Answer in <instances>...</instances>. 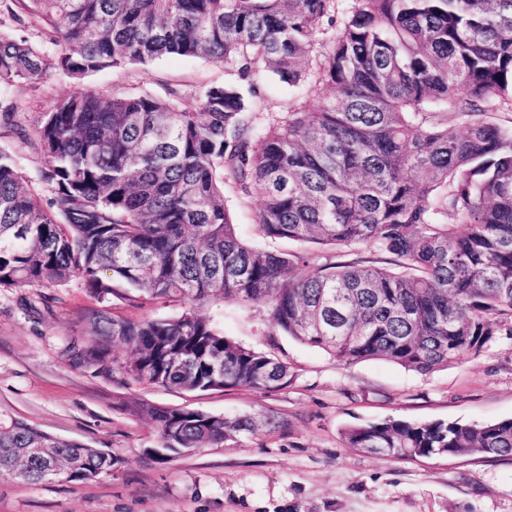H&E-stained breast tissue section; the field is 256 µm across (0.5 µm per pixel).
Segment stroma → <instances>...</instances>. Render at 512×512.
I'll return each instance as SVG.
<instances>
[{"instance_id": "35a3bbf8", "label": "stroma", "mask_w": 512, "mask_h": 512, "mask_svg": "<svg viewBox=\"0 0 512 512\" xmlns=\"http://www.w3.org/2000/svg\"><path fill=\"white\" fill-rule=\"evenodd\" d=\"M223 62L172 56L84 79L99 93L192 92L224 82ZM73 88L54 78L7 95L30 126ZM96 298L79 278L35 291L0 288V414L112 451L111 473L83 484L26 485L0 478V512H512V457L476 453L392 459L349 448L342 430L390 417L482 425L512 419V336L477 358L421 374L386 360L342 363L273 330L261 304L214 302L225 336L288 364L273 394L245 388L185 392L75 366L71 346L91 338ZM180 303L113 297L123 319L170 318ZM138 401L243 421L223 445L158 463L154 423L125 411Z\"/></svg>"}]
</instances>
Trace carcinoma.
Segmentation results:
<instances>
[{
    "label": "carcinoma",
    "instance_id": "1",
    "mask_svg": "<svg viewBox=\"0 0 512 512\" xmlns=\"http://www.w3.org/2000/svg\"><path fill=\"white\" fill-rule=\"evenodd\" d=\"M37 44L0 30V88L56 77L73 90L22 139L31 178L0 149V288L81 278L102 303L147 294L183 304L162 319L92 317L76 363L112 367L181 391L288 387L279 359L227 337L217 301L267 307L272 328L339 362L383 359L422 374L512 336V128L486 119L512 104V0H14ZM342 36L319 39L325 27ZM57 47L47 51L43 45ZM178 55L219 60L230 79L184 97L82 88L106 68ZM268 73L315 93L265 117L253 110ZM463 121L460 134L448 123ZM48 191L36 201L32 183ZM257 196L259 237L244 241L224 198ZM371 247L392 269L338 262ZM129 357H110V345ZM160 447L224 443L239 420L135 403ZM394 458L512 456V419L485 425L388 418L342 432ZM87 483L100 449L0 416V477Z\"/></svg>",
    "mask_w": 512,
    "mask_h": 512
}]
</instances>
